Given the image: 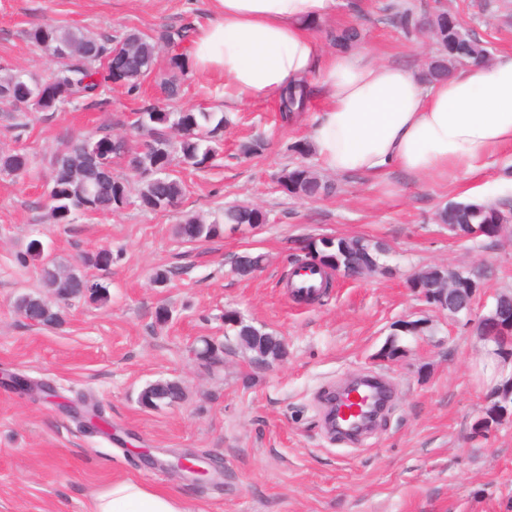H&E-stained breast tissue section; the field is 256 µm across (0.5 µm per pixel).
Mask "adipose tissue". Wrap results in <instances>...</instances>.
<instances>
[{"instance_id": "ef3b65f1", "label": "adipose tissue", "mask_w": 512, "mask_h": 512, "mask_svg": "<svg viewBox=\"0 0 512 512\" xmlns=\"http://www.w3.org/2000/svg\"><path fill=\"white\" fill-rule=\"evenodd\" d=\"M336 0H208L188 52L193 70L224 79V101L278 96L311 80L322 105L311 139L321 166L382 182L400 171L440 179L471 173L512 146V52L427 82L369 51L321 53L313 27ZM88 512H189L172 492L112 481Z\"/></svg>"}]
</instances>
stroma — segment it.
<instances>
[{
  "label": "stroma",
  "mask_w": 512,
  "mask_h": 512,
  "mask_svg": "<svg viewBox=\"0 0 512 512\" xmlns=\"http://www.w3.org/2000/svg\"><path fill=\"white\" fill-rule=\"evenodd\" d=\"M356 2L353 10L336 0L334 13L314 27L319 48L329 50L331 31L356 26L360 47L422 73L433 45L427 33H404L394 11L399 0ZM407 2L423 21L443 3L491 54L512 51V0ZM206 12L207 0H0V68L44 74L48 61L26 33L46 22L102 36L153 34L195 26ZM167 70L163 51L138 92L112 83L92 106L36 112L21 128L0 120V149L25 151L32 161L25 179L0 176V374L49 384L62 399L96 406L112 426L108 435L89 429L39 393L1 383L0 512H87L92 495L118 477L179 493L190 512H512V419L486 439L471 430L490 380L512 375V366L487 350L465 317L449 318L408 286L421 267L448 264L483 269L478 304L512 290V238L458 239L436 220L446 203L476 194L512 206V191L499 186L512 172V147L477 172L444 181L395 173L376 184L333 174L335 194L294 198L275 176L294 160L290 145L308 139L312 113L285 125L273 100L222 105L220 78L190 70L182 106L223 114L228 123L205 168L180 170L187 184L180 206L145 212L129 205L49 223L42 199L62 136L135 144L134 114L159 98ZM251 138L263 139L265 151L238 157L239 143ZM234 203L260 207L265 223L193 243L177 237L183 215L210 222ZM323 236L384 243L387 273L339 278L320 301H297L287 274L308 241ZM35 240L67 269L109 246L111 267L88 271L107 287V302L72 301L55 328L20 316L17 297L42 291L40 262L22 260ZM246 251L266 260L255 275L241 277L233 262ZM159 270L166 283L155 282ZM162 307L169 311L164 321L155 316ZM229 311L283 338L287 357L258 364L225 340ZM403 319L424 327L394 336ZM201 336L224 339L218 363L192 357ZM390 340L403 353L381 361ZM367 372L390 379V408L375 435L354 448L325 431L321 399L329 387ZM159 380L181 382L184 399L141 407L140 392ZM187 453L219 462L223 476L197 481L176 472L171 460Z\"/></svg>",
  "instance_id": "stroma-1"
}]
</instances>
